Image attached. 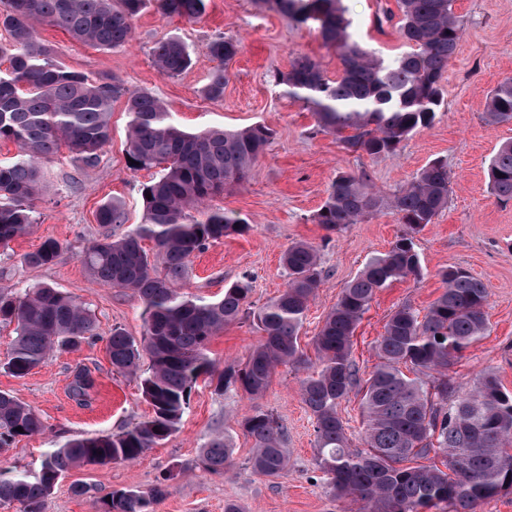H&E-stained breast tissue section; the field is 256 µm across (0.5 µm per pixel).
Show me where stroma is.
<instances>
[{
	"instance_id": "1",
	"label": "stroma",
	"mask_w": 512,
	"mask_h": 512,
	"mask_svg": "<svg viewBox=\"0 0 512 512\" xmlns=\"http://www.w3.org/2000/svg\"><path fill=\"white\" fill-rule=\"evenodd\" d=\"M205 12L189 22L160 13L155 5L134 21V36L125 47L101 51L71 39L58 28L39 29L66 67L90 79L117 77L132 89L152 92L175 112L183 128L196 132L210 127L243 129L269 127L273 136L254 165L247 182L225 191L210 205L247 220L248 230L212 243L196 254L186 280V292L203 300L223 296L225 285L249 278L250 300L259 306L278 295L288 274L280 257L289 245L304 241L321 258L323 284L307 312L300 345L315 358L312 339L318 333L344 286L365 263L388 251L404 227L385 211L339 231L314 223L336 174L366 173L371 185L392 195L410 183L431 161L447 162L450 174L448 207L415 237L422 274L394 282L379 291L358 325L352 357L361 375L377 364L374 345L397 307L424 310L440 295L438 272L457 266L481 279L488 289L489 330L467 348L448 370L460 390H468L476 375L494 372L505 392L512 393V200H498L490 190L489 162L498 146L512 140V125L490 127L483 121L487 98L505 78H512V0H455L463 32L455 58L444 73L443 103L431 127L418 131L397 151L373 157L343 149L334 134L321 131L313 113L285 96L276 81L302 57L320 62L329 79L342 65L326 47L315 25L289 22L271 0H205ZM357 41L390 61L403 51L397 21H380L382 8L397 10V0H343ZM180 37L192 53V67L174 78L160 75L151 51L155 43ZM234 37L240 51L224 87L223 100H206L201 90L213 62L209 43ZM127 115L123 102L112 107L111 139L97 162L88 166L61 151L41 164L45 186L35 210L31 234L0 248V288L16 291L49 285L72 296L92 311L98 337L74 350L56 351L45 364L16 378L0 369V392L29 404L39 415V434L19 437L0 447V472L6 475L39 470L46 453L68 440L117 434L146 419L152 408L144 399L137 375L113 371L108 338L120 328L133 339L144 332L142 306L132 293L95 279L83 261L86 247L103 228L96 210L106 199L123 203L124 233L142 220L143 183L156 169H131L126 156ZM48 237L64 249L48 267L21 264ZM262 340L251 317L225 327L209 344L217 369L243 367ZM90 371L96 381L86 401L76 400L71 382L76 368ZM307 368L278 367L259 401L242 394H214L207 382H197L178 431L138 460L104 467L71 469L44 501L41 512H102V500L119 489L146 491L168 480L169 492L154 512H224L235 501L242 512H358L356 504L335 497L315 468L314 419L299 391ZM270 410L287 430L288 469L278 478L252 472L253 442L240 422L255 406ZM232 444L230 464L221 474L202 469L199 456L214 434ZM85 494H75V487Z\"/></svg>"
}]
</instances>
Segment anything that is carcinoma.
I'll return each instance as SVG.
<instances>
[{
	"label": "carcinoma",
	"mask_w": 512,
	"mask_h": 512,
	"mask_svg": "<svg viewBox=\"0 0 512 512\" xmlns=\"http://www.w3.org/2000/svg\"><path fill=\"white\" fill-rule=\"evenodd\" d=\"M291 22L318 23L323 42L336 49L342 74L329 80L320 64L295 61L277 75L286 94L304 102L317 126L336 135L345 150L381 156L395 152L419 129L432 124L442 101L440 80L455 56L461 26L454 0H399L400 34L410 51L387 63L353 39L342 0H273ZM0 25L10 48L0 47V141L13 142L14 160L0 164V248L29 234L41 195L39 164L66 145L74 160L97 162L110 139L112 106L122 99L128 115L127 157L132 168L161 167L141 185V223L121 236L106 233L84 252L91 274L113 288L129 291L141 302L144 333L140 341L112 329L108 350L112 368L138 374L142 355L149 371L139 374L142 395L153 414L119 434L70 440L46 454L35 473L0 472V503L19 502L25 512L40 505L59 478L74 466L130 462L156 447L178 429L198 378L205 376L214 394L242 391L260 399L280 365L304 362L298 339L309 304L322 283L319 253L295 242L282 255L288 284L276 297L251 309L247 279L224 287V295L206 302L182 291L191 257L210 244L248 229L241 218L206 202L243 184L266 150L271 129L255 124L228 131H185L165 104L146 91L133 90L116 77L91 81L62 64L39 40V27L52 26L74 40L100 50L127 45L133 20L147 0H6ZM170 17L194 21L204 0H156ZM240 43L219 37L208 45L214 66L203 95L224 98L229 65ZM157 71L183 74L192 64L186 45L173 36L151 51ZM484 120L489 126L512 125V79L488 96ZM493 194L512 200V140L502 143L489 164ZM448 164L430 162L406 187L388 199L364 176L340 173L314 215L329 231L392 210L405 231L384 254L371 258L342 289L314 338L320 369L301 381L302 399L315 421V466L331 492L363 504L365 512H421L443 504L448 512H476L483 502L512 491V396L497 378L484 373L471 389L459 392L448 367L488 329L484 283L460 267L439 271L442 293L425 313L410 305L395 310L377 341L379 363L360 376L351 359L352 337L377 292L410 275H421L415 234L448 208ZM97 223H125L122 203L105 201ZM150 242L153 250L145 243ZM63 244L44 239L21 264H55ZM253 315L263 341L244 367L215 373L208 355L213 336L245 314ZM0 323L16 324L12 349L0 368L25 377L44 364L56 348L75 349L97 335L96 320L81 303L42 285L24 294L0 289ZM414 373L409 377L407 372ZM437 374L425 387L422 376ZM94 386L79 369L72 391L84 397ZM362 394L364 430L361 447L351 448L338 407L352 391ZM254 442L252 471L278 477L288 469L284 426L260 406L244 418ZM22 431H17V428ZM40 417L28 405L0 393V444L41 432ZM442 453V465L407 466L405 462ZM227 437L216 435L204 446L202 467L222 473L230 462ZM168 493L159 483L147 492L114 490L104 512H154Z\"/></svg>",
	"instance_id": "obj_1"
}]
</instances>
